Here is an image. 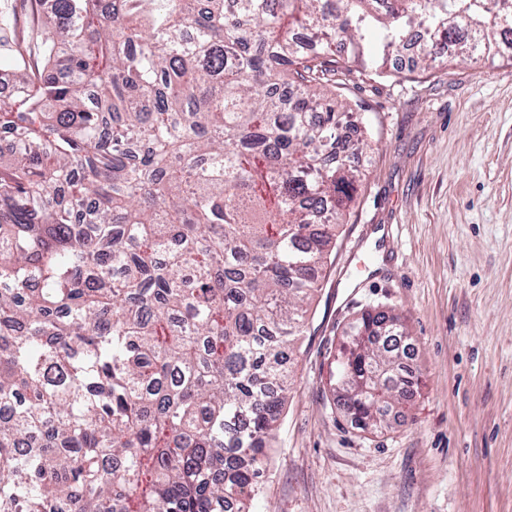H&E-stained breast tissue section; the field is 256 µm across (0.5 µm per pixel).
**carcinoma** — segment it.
Returning a JSON list of instances; mask_svg holds the SVG:
<instances>
[{
  "label": "carcinoma",
  "instance_id": "obj_1",
  "mask_svg": "<svg viewBox=\"0 0 512 512\" xmlns=\"http://www.w3.org/2000/svg\"><path fill=\"white\" fill-rule=\"evenodd\" d=\"M0 99V512H250L287 353L362 172L320 87L498 50L512 0H49ZM394 316L338 350L361 429L409 401Z\"/></svg>",
  "mask_w": 512,
  "mask_h": 512
}]
</instances>
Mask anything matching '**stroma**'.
<instances>
[{
	"mask_svg": "<svg viewBox=\"0 0 512 512\" xmlns=\"http://www.w3.org/2000/svg\"><path fill=\"white\" fill-rule=\"evenodd\" d=\"M334 80L368 129L363 184L252 512H512V49ZM369 309L398 317L420 386L364 431L333 404L330 361Z\"/></svg>",
	"mask_w": 512,
	"mask_h": 512,
	"instance_id": "obj_1",
	"label": "stroma"
}]
</instances>
